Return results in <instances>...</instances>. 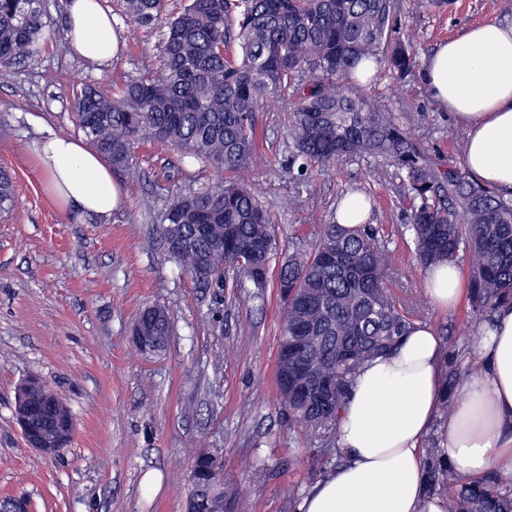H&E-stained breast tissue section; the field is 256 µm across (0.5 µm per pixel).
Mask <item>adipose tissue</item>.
Segmentation results:
<instances>
[{
	"instance_id": "obj_1",
	"label": "adipose tissue",
	"mask_w": 512,
	"mask_h": 512,
	"mask_svg": "<svg viewBox=\"0 0 512 512\" xmlns=\"http://www.w3.org/2000/svg\"><path fill=\"white\" fill-rule=\"evenodd\" d=\"M74 53L95 63L117 57L111 16L99 0H67ZM422 79L434 100L465 126L464 169L500 191H512V27L487 21L440 44ZM37 166L73 218L111 216L121 189L109 164L84 141L50 134L31 144ZM427 293L452 307L462 291L455 264L431 267ZM474 348L484 363L463 377L441 427L433 422L444 395L443 349L433 328L417 326L392 353L365 363L337 427L345 461L318 479L296 512H445L446 499L425 490L424 443L436 435L454 471L512 474V305L497 309Z\"/></svg>"
}]
</instances>
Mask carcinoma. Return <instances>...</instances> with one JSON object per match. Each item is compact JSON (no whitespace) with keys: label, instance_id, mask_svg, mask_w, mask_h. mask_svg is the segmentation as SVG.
<instances>
[{"label":"carcinoma","instance_id":"cac0c4a2","mask_svg":"<svg viewBox=\"0 0 512 512\" xmlns=\"http://www.w3.org/2000/svg\"><path fill=\"white\" fill-rule=\"evenodd\" d=\"M140 28L165 27L159 56L107 91L77 95L73 123L112 167L140 176L134 163L150 143L188 156L211 178L175 191L158 215L169 256L209 287L248 288L259 295L272 264L283 306L276 362L278 406L288 425L314 433L337 429L356 372L392 351L414 326L406 301L389 286L395 261L379 229H348L331 215L313 250L281 256L273 221L249 179L264 162L255 115L282 90L295 102L289 129L288 174L303 185L340 161L381 158L400 174L411 205L410 231L420 264L469 261L470 318L492 323L512 302V198L433 161L427 149L384 104L355 86L358 66L386 63L400 78L415 66L414 36L400 0H119ZM45 35L42 0H0V66L31 58ZM240 49L231 57V45ZM17 204L10 174L0 170V211ZM134 325L164 348L171 322L164 307H144ZM310 337L307 348L294 345ZM311 368L310 395L299 400L283 382L282 360ZM476 371L446 365L442 411L453 405L459 377ZM216 455L194 457L190 489L202 502L243 504L214 477ZM425 485L448 489L447 512H512V490L489 470L461 480L431 445Z\"/></svg>","mask_w":512,"mask_h":512}]
</instances>
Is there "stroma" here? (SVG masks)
Segmentation results:
<instances>
[{"instance_id": "1", "label": "stroma", "mask_w": 512, "mask_h": 512, "mask_svg": "<svg viewBox=\"0 0 512 512\" xmlns=\"http://www.w3.org/2000/svg\"><path fill=\"white\" fill-rule=\"evenodd\" d=\"M102 5L123 42L111 63L71 55L63 0H45L47 34L36 54L0 67V168L12 174L19 200L14 211L0 213V499L26 497L29 512H184L192 459L207 449L217 453L245 512H295L344 455L335 432L289 428L278 410L275 283L256 298L204 288L166 252L156 224L168 192L192 189L205 172L175 151L138 149L141 178L114 174L123 190L119 210L75 220L29 155L38 137L76 135V90L122 84L161 50L160 29L126 22L116 0ZM401 5L422 61L470 26H512V0H451L440 11L420 0ZM363 89L433 157L462 167L457 140L465 130L433 101L420 71L402 83L381 65ZM290 102L281 96L256 116L267 162L255 180L279 243L311 250L318 225L347 194L371 198L369 219L398 264L391 288L419 301L449 358L466 365L474 353L466 306L439 310L429 301L395 168L344 162L296 189L284 171ZM152 303L165 306L172 333L162 351L143 352L130 332ZM32 375L75 421L70 445L57 456L29 448L15 419V392Z\"/></svg>"}]
</instances>
